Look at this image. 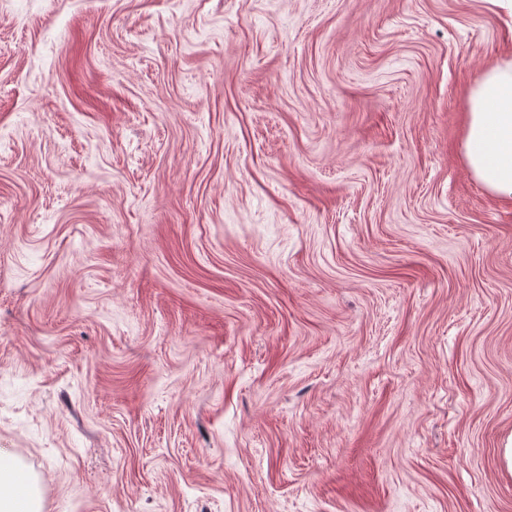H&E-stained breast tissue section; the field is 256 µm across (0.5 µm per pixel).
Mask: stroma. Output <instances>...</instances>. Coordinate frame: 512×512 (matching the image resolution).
<instances>
[{
  "label": "stroma",
  "instance_id": "obj_1",
  "mask_svg": "<svg viewBox=\"0 0 512 512\" xmlns=\"http://www.w3.org/2000/svg\"><path fill=\"white\" fill-rule=\"evenodd\" d=\"M492 0H0V448L42 512H512ZM466 166L493 195L512 199V59L488 68L468 95Z\"/></svg>",
  "mask_w": 512,
  "mask_h": 512
}]
</instances>
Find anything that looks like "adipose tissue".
<instances>
[{
    "mask_svg": "<svg viewBox=\"0 0 512 512\" xmlns=\"http://www.w3.org/2000/svg\"><path fill=\"white\" fill-rule=\"evenodd\" d=\"M466 166L493 195L512 199V59L488 68L468 95ZM0 512H41L40 490L0 449Z\"/></svg>",
    "mask_w": 512,
    "mask_h": 512,
    "instance_id": "ef3b65f1",
    "label": "adipose tissue"
}]
</instances>
